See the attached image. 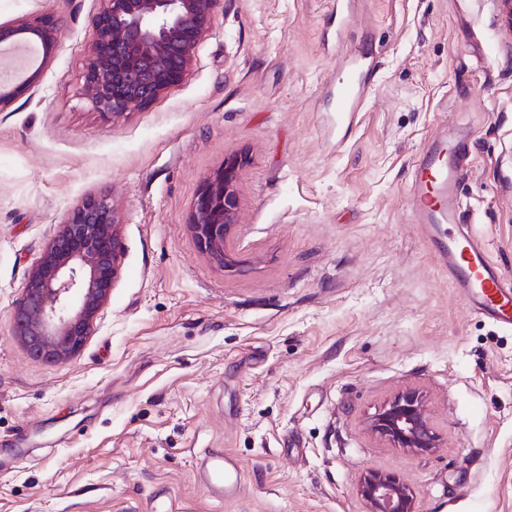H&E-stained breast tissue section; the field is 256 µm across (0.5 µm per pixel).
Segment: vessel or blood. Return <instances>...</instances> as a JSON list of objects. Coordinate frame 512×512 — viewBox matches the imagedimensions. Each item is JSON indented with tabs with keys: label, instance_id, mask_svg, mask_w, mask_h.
<instances>
[{
	"label": "vessel or blood",
	"instance_id": "b4317fda",
	"mask_svg": "<svg viewBox=\"0 0 512 512\" xmlns=\"http://www.w3.org/2000/svg\"><path fill=\"white\" fill-rule=\"evenodd\" d=\"M370 66L362 54L345 57L336 78L334 110L344 122L359 112L370 84ZM462 169L447 138L436 133L418 164L407 203L421 233L434 245L448 277L468 308L495 324L512 327V278L499 273L461 220L458 184ZM206 472L216 493H234L240 476L229 455L215 454Z\"/></svg>",
	"mask_w": 512,
	"mask_h": 512
}]
</instances>
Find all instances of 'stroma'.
Returning a JSON list of instances; mask_svg holds the SVG:
<instances>
[{
	"mask_svg": "<svg viewBox=\"0 0 512 512\" xmlns=\"http://www.w3.org/2000/svg\"><path fill=\"white\" fill-rule=\"evenodd\" d=\"M99 0H0L63 18L39 79L0 111V512H367L370 470L416 512H512V329L473 314L405 197L437 131L463 142L462 219L512 276V28L498 0H222L186 78L105 120L81 99ZM367 52L357 122L328 81ZM242 157L225 259L188 217ZM110 198L121 271L81 352L33 359L12 305L64 217ZM405 390L438 439L367 422ZM235 461L217 496L202 458Z\"/></svg>",
	"mask_w": 512,
	"mask_h": 512,
	"instance_id": "stroma-1",
	"label": "stroma"
}]
</instances>
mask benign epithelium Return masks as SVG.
Listing matches in <instances>:
<instances>
[{
    "label": "benign epithelium",
    "instance_id": "1",
    "mask_svg": "<svg viewBox=\"0 0 512 512\" xmlns=\"http://www.w3.org/2000/svg\"><path fill=\"white\" fill-rule=\"evenodd\" d=\"M221 0H100L95 39L82 72V99L106 117L147 106L177 85L192 68L200 42L216 23ZM62 37L60 21L23 17L0 26V111L33 84ZM33 44L37 67L19 72L6 50ZM240 159L224 162L209 177L192 207L189 224L202 252L224 255V241L238 223ZM119 223L105 196L87 199L60 224L28 276L12 310V335L33 357L49 364L75 357L108 304L120 275ZM369 430L413 452L437 448L422 398L397 394L367 422ZM358 492L369 512H416L409 488L395 477L368 472Z\"/></svg>",
    "mask_w": 512,
    "mask_h": 512
}]
</instances>
